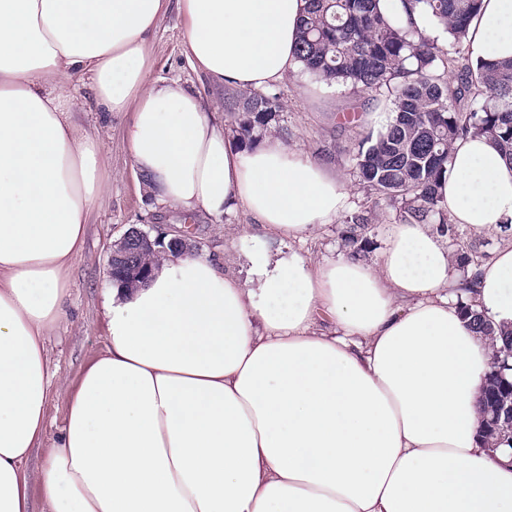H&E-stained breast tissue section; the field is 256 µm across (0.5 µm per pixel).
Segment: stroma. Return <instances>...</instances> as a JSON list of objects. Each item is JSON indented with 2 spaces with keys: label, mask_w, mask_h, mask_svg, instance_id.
<instances>
[{
  "label": "stroma",
  "mask_w": 512,
  "mask_h": 512,
  "mask_svg": "<svg viewBox=\"0 0 512 512\" xmlns=\"http://www.w3.org/2000/svg\"><path fill=\"white\" fill-rule=\"evenodd\" d=\"M185 36V20L176 0H171L148 45L152 79L195 88L203 98L223 103L233 94V87L217 84L194 70L184 52ZM276 90L281 94L285 110L272 121V129L287 133L288 146L301 148L311 157L326 160L336 168L350 191L351 211L378 210L380 220L371 225L364 243L363 257L372 259L382 247L386 227L395 213L385 204L373 206L355 167L358 127L342 119L340 113L355 104L376 102L377 94L365 92L355 96L344 89L319 87L300 72L278 83ZM80 93L83 107L76 121L81 128L98 133L110 187L90 213L84 252L73 263L63 314L46 341L55 377L46 405L47 443L34 449L24 464L31 474L41 467L49 452V443L59 436L68 399L85 368L108 346L104 304L109 280L105 266L113 240L131 225L151 224L162 216L167 223L188 226L199 250L222 260L226 272L239 276L247 270L248 256L262 247L260 233L243 211L228 212L218 219L201 212L188 220L179 211L161 208L139 195L137 175L124 139L130 113L103 111L90 85H82ZM445 239L455 266L464 275L476 271L478 263L491 258L500 247L511 244L512 230L478 234L465 225L452 224ZM283 246L287 249L302 247L316 256L356 249L355 244L347 240L346 225L338 220L321 227L307 241L288 238Z\"/></svg>",
  "instance_id": "stroma-1"
}]
</instances>
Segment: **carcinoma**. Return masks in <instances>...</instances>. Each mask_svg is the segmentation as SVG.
<instances>
[{
  "mask_svg": "<svg viewBox=\"0 0 512 512\" xmlns=\"http://www.w3.org/2000/svg\"><path fill=\"white\" fill-rule=\"evenodd\" d=\"M378 2L308 0L296 57L318 82L387 94V123L363 132L357 143L358 177L376 195L374 206L388 201L397 220L437 224L443 232L448 218L437 188L454 140L485 136L512 163V59L472 61L466 29L481 0H403L408 13H424L448 34L443 42L392 24ZM225 111L235 115L240 142L250 145L284 107L277 92L244 91ZM342 223L351 225L356 243L371 219L354 213ZM461 307L478 333L503 340L501 354L512 350V330L498 331L472 305Z\"/></svg>",
  "mask_w": 512,
  "mask_h": 512,
  "instance_id": "obj_1",
  "label": "carcinoma"
}]
</instances>
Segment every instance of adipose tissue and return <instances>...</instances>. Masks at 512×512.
<instances>
[{"label":"adipose tissue","mask_w":512,"mask_h":512,"mask_svg":"<svg viewBox=\"0 0 512 512\" xmlns=\"http://www.w3.org/2000/svg\"><path fill=\"white\" fill-rule=\"evenodd\" d=\"M185 51L215 80L261 89L296 71L306 0H178ZM168 0H0V512H512V462L493 460L479 400L496 343L448 287L428 224L389 226L368 261L273 258L242 281L169 253L148 283L113 285L110 344L84 370L34 476L61 317L89 214L109 182L73 121L71 79L128 112L134 169L157 205L240 208L269 239L302 238L350 206L328 165L268 136L241 149L197 92L151 80L148 38ZM475 58H512V0H482ZM438 205L481 233L512 224V165L457 139ZM470 296L512 327V246Z\"/></svg>","instance_id":"1"}]
</instances>
